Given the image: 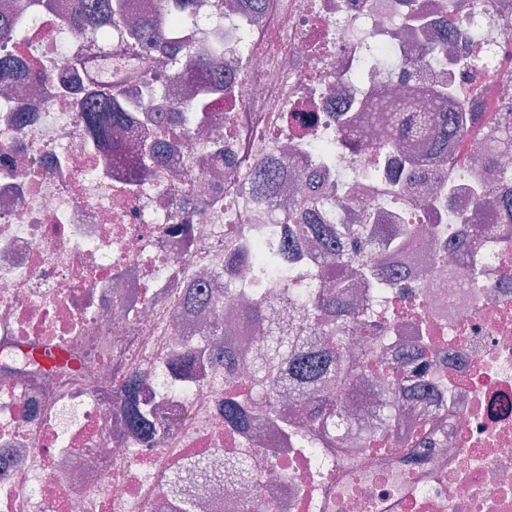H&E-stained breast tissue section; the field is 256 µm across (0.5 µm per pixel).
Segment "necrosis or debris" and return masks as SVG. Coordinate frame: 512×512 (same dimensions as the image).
<instances>
[{
    "mask_svg": "<svg viewBox=\"0 0 512 512\" xmlns=\"http://www.w3.org/2000/svg\"><path fill=\"white\" fill-rule=\"evenodd\" d=\"M72 0H49L23 23L12 57L29 80L0 92V512H174L176 497H202L199 512H512V217L473 251L449 249L430 278L393 282L367 295L365 325L350 344L369 372L350 381L362 402L346 443L294 402L251 412L247 428L224 419V363L189 291L222 296L255 252L254 224L289 233L305 191L350 190L335 221L379 223L421 214L415 190L392 197L408 159L417 182L446 190L437 207L466 232L483 213L475 186L488 178L466 145L435 156L427 140L383 142L390 113L497 112L512 104V0H469L453 48L411 28L413 12L445 26L453 0H192L219 27L164 30L161 44L88 52L67 24ZM223 94L209 120L181 122L186 88L214 41ZM179 47L180 69L164 45ZM382 47L388 69L366 73L365 46ZM423 55L420 73L402 70ZM111 65L113 87L132 101V121L113 129L126 160L91 147L70 101L40 86L48 75L93 88ZM463 86L467 106L428 100L422 86ZM360 129L346 140L341 125ZM164 161H134L159 140ZM333 145L332 164L321 153ZM287 173L257 194L251 173L271 159ZM423 231L431 222L423 218ZM479 269L481 288L468 272ZM65 347L77 371L48 372L31 349ZM161 432L143 439L121 410L129 379ZM401 409L394 422L374 404ZM292 421L280 441L270 413ZM251 455L248 488L224 461ZM210 462L206 479L188 461Z\"/></svg>",
    "mask_w": 512,
    "mask_h": 512,
    "instance_id": "necrosis-or-debris-1",
    "label": "necrosis or debris"
}]
</instances>
